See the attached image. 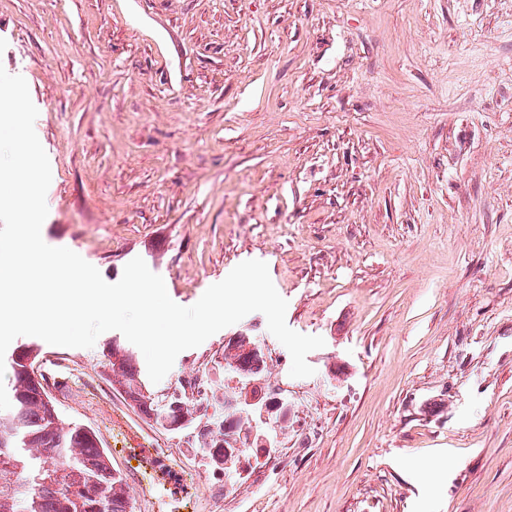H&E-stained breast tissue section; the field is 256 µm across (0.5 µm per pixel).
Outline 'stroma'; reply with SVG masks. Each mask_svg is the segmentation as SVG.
Instances as JSON below:
<instances>
[{
    "instance_id": "stroma-1",
    "label": "stroma",
    "mask_w": 512,
    "mask_h": 512,
    "mask_svg": "<svg viewBox=\"0 0 512 512\" xmlns=\"http://www.w3.org/2000/svg\"><path fill=\"white\" fill-rule=\"evenodd\" d=\"M51 166L42 229L179 305L267 264L315 373L253 312L153 389L263 343L291 407L241 476L130 407L92 348L32 345L133 512H512V0H0ZM446 451L442 479L407 469Z\"/></svg>"
}]
</instances>
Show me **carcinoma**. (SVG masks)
Masks as SVG:
<instances>
[{
    "label": "carcinoma",
    "mask_w": 512,
    "mask_h": 512,
    "mask_svg": "<svg viewBox=\"0 0 512 512\" xmlns=\"http://www.w3.org/2000/svg\"><path fill=\"white\" fill-rule=\"evenodd\" d=\"M32 357L37 353L30 346L8 358L10 408L0 410V512H124L128 492L96 433L65 422L54 402L45 400L26 371ZM224 359L237 372L257 368V359L238 347H225ZM108 366L129 405L156 424L166 428L179 416L196 420L195 403L185 396L177 409L161 404L128 347L111 351ZM214 426L198 432V443L219 447L224 421Z\"/></svg>",
    "instance_id": "obj_1"
}]
</instances>
